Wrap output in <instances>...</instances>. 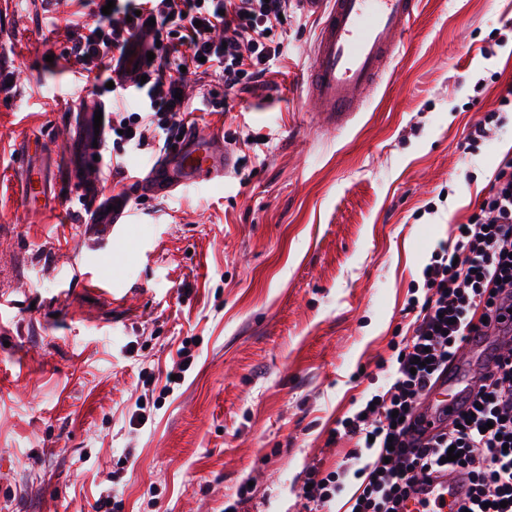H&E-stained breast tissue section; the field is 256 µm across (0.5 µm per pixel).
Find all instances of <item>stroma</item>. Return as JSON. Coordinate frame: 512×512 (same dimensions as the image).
<instances>
[{
  "mask_svg": "<svg viewBox=\"0 0 512 512\" xmlns=\"http://www.w3.org/2000/svg\"><path fill=\"white\" fill-rule=\"evenodd\" d=\"M91 0H0V512H300L334 470L338 419L385 385L404 307L439 242L512 157V0H421L403 53L340 130L303 109L317 21L294 11L267 89L201 112L243 168L206 192L142 198L122 236L87 237L65 154L70 23ZM500 111L487 137L476 124ZM249 134L266 137L246 143ZM54 161L48 198L24 160ZM189 342L184 380L166 376ZM143 400L145 422L132 417ZM48 183L45 171L28 163L22 173V196L24 201L27 204L37 203L44 194Z\"/></svg>",
  "mask_w": 512,
  "mask_h": 512,
  "instance_id": "stroma-1",
  "label": "stroma"
}]
</instances>
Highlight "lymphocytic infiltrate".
Wrapping results in <instances>:
<instances>
[{
	"mask_svg": "<svg viewBox=\"0 0 512 512\" xmlns=\"http://www.w3.org/2000/svg\"><path fill=\"white\" fill-rule=\"evenodd\" d=\"M111 6L91 25H76L69 64L94 94L111 99L113 173L128 154L168 148L189 127L186 100L177 99L173 67L202 64L218 75L221 90L203 105L230 111L239 95L257 86L288 54L279 31L288 0H97ZM166 41L160 60L128 69L117 53L134 39ZM424 296L410 295L411 333L394 342L395 361L381 391L338 419L331 441H353L357 468L322 472L310 467L301 490L303 512H321L347 477L358 488L350 512H402L419 478L441 467L449 448L453 466L471 482L466 512H512V344L493 345L455 424L424 444L408 438L411 421L436 372L455 358L468 334L512 332V158L496 168L478 213L454 244L439 243L422 270Z\"/></svg>",
	"mask_w": 512,
	"mask_h": 512,
	"instance_id": "obj_1",
	"label": "lymphocytic infiltrate"
}]
</instances>
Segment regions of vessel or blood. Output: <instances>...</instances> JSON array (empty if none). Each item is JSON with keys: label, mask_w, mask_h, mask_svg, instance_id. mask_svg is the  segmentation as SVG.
<instances>
[{"label": "vessel or blood", "mask_w": 512, "mask_h": 512, "mask_svg": "<svg viewBox=\"0 0 512 512\" xmlns=\"http://www.w3.org/2000/svg\"><path fill=\"white\" fill-rule=\"evenodd\" d=\"M312 46L310 63L301 76L306 107L328 126L342 128L359 112L388 66L401 54L405 37L419 12L420 0H327ZM96 148L83 150L88 176L81 196L88 211L92 238H109L126 216L124 202L110 204L95 181L103 161ZM234 164L216 132L190 129L173 148L162 152L145 175L136 177L140 196L160 199L175 192L202 191L223 181ZM48 185L43 169L26 166L22 196L26 203L39 201ZM471 381L462 364L449 365L435 377L428 401L415 415L411 438L426 439L442 422L457 416ZM469 481L456 469L420 480L408 502L407 512H449L453 503L467 497Z\"/></svg>", "instance_id": "b4317fda"}]
</instances>
